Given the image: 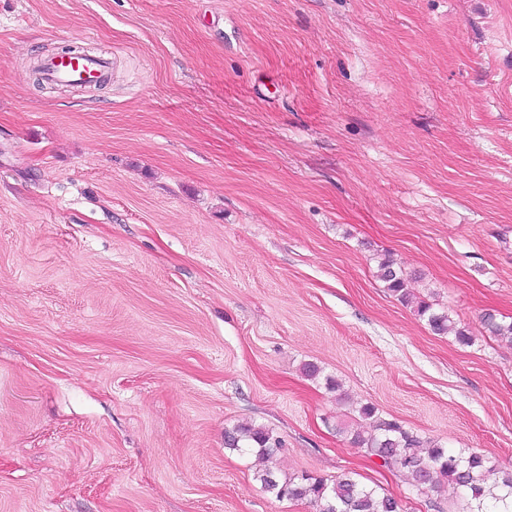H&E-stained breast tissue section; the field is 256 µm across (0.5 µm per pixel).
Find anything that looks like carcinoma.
<instances>
[{"label": "carcinoma", "instance_id": "obj_1", "mask_svg": "<svg viewBox=\"0 0 512 512\" xmlns=\"http://www.w3.org/2000/svg\"><path fill=\"white\" fill-rule=\"evenodd\" d=\"M379 278L386 288L406 298L405 279L392 260L380 263ZM417 313L427 318L434 332L452 331L458 343L471 342L466 330L456 327L448 314L433 310L432 305H419ZM485 325L494 337L512 342V322H499L490 314L485 317ZM359 413L361 418L376 422V429L367 436L356 433L353 443L366 449L369 455L382 459L389 468L407 472L417 491L445 479L456 493L475 503V512H512V471L498 473L477 453L465 456L426 441L396 420L377 418L375 408L370 405L361 407ZM224 445L232 450L250 448L264 458L281 447V440L269 429L245 424L225 431ZM257 479L276 497L310 503L318 512H400L399 502L394 497L362 484L350 473L337 477L331 484L310 476L281 482L268 469L259 472Z\"/></svg>", "mask_w": 512, "mask_h": 512}]
</instances>
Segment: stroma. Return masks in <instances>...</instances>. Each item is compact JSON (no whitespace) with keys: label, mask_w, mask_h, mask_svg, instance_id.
Returning <instances> with one entry per match:
<instances>
[{"label":"stroma","mask_w":512,"mask_h":512,"mask_svg":"<svg viewBox=\"0 0 512 512\" xmlns=\"http://www.w3.org/2000/svg\"><path fill=\"white\" fill-rule=\"evenodd\" d=\"M68 46L111 81L45 80ZM488 314L512 321V0H0V512H315L263 467L464 512L352 438L369 404L512 469ZM245 423L282 447L225 448ZM379 278L385 283L386 288L401 296L407 298L405 288V279L402 271L395 268L394 262L390 259L383 260L379 265ZM417 313L419 316L427 318L428 325L437 334L453 331L454 338L459 344L468 345L471 342V337L465 329L456 327L455 323L449 319L448 314L436 312L433 310L432 305L427 303L419 304Z\"/></svg>","instance_id":"1"}]
</instances>
